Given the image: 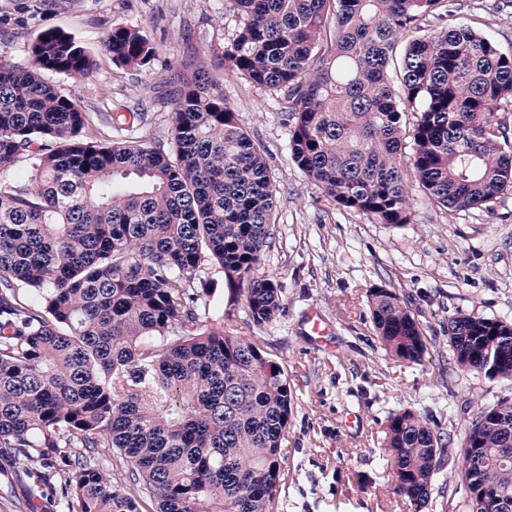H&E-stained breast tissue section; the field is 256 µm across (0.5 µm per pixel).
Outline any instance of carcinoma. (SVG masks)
Masks as SVG:
<instances>
[{
    "label": "carcinoma",
    "instance_id": "1",
    "mask_svg": "<svg viewBox=\"0 0 512 512\" xmlns=\"http://www.w3.org/2000/svg\"><path fill=\"white\" fill-rule=\"evenodd\" d=\"M231 3L241 26L224 70L281 95L292 161L338 207L409 224L410 172L448 209H489L512 187V127L498 118L512 52L445 21L447 0ZM106 49L120 67L156 56L123 25ZM90 67L60 30L35 38L30 66L0 62V172L33 159L24 178L0 180V448L27 463L37 448L45 470L50 449H86L67 491L77 512H138L91 463L98 448L124 456L156 512H274L288 380L253 337L224 333L196 286L213 262L250 328L282 310L280 288L256 274L278 194L266 152L204 70L180 90L172 151L84 140L86 113L44 73ZM369 305L380 346L423 362L424 329L399 296L373 288ZM448 339L460 369L512 378L511 323L459 314ZM382 460L392 493L417 508L446 470L458 512H512V402L479 408L458 448L393 411Z\"/></svg>",
    "mask_w": 512,
    "mask_h": 512
}]
</instances>
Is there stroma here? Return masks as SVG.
Segmentation results:
<instances>
[{
	"label": "stroma",
	"mask_w": 512,
	"mask_h": 512,
	"mask_svg": "<svg viewBox=\"0 0 512 512\" xmlns=\"http://www.w3.org/2000/svg\"><path fill=\"white\" fill-rule=\"evenodd\" d=\"M456 22L512 50V0H451ZM139 28L157 47L149 67L115 66L105 49L113 26ZM240 26L230 0H0V59L24 68L30 46L48 29L69 33L92 60L87 75L46 73L88 114L92 141H139L170 150L175 98L199 65L218 78L241 127L267 153L279 189L273 237L259 272L282 290L283 308L259 341L284 370L292 412L283 447L285 473L276 512H416L391 494L379 459L389 411L410 408L459 447L478 408L512 399V379L459 369L448 319L457 314L512 322V188L490 208L451 211L412 188V221L392 226L339 209L292 162L279 98L224 70V49ZM197 282L224 309V329L249 335L244 300L217 266ZM387 288L421 322L429 353L422 364L381 348L368 292ZM318 310L330 331L314 345L305 316ZM355 426H346L348 413ZM75 448L53 455L55 474L38 480L0 453V512H68L62 488ZM95 462L139 502L154 503L119 452Z\"/></svg>",
	"instance_id": "35a3bbf8"
}]
</instances>
